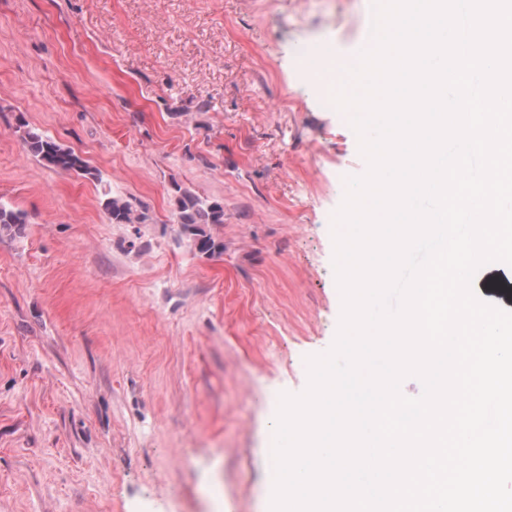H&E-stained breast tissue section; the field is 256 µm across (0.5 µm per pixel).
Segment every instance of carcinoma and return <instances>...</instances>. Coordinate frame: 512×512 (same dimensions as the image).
Returning <instances> with one entry per match:
<instances>
[{"label": "carcinoma", "instance_id": "1", "mask_svg": "<svg viewBox=\"0 0 512 512\" xmlns=\"http://www.w3.org/2000/svg\"><path fill=\"white\" fill-rule=\"evenodd\" d=\"M16 131L27 151L56 170L74 173L83 178H98V173L73 149L57 143L46 132L20 118ZM175 219L181 232L192 240L197 253L213 257L224 253V242L216 239L210 227L224 223V203L218 199H207L180 185H174ZM103 207L113 224H147L151 220L149 210L136 207L111 189L102 190ZM26 224V215L11 206L0 203V235L21 233Z\"/></svg>", "mask_w": 512, "mask_h": 512}]
</instances>
